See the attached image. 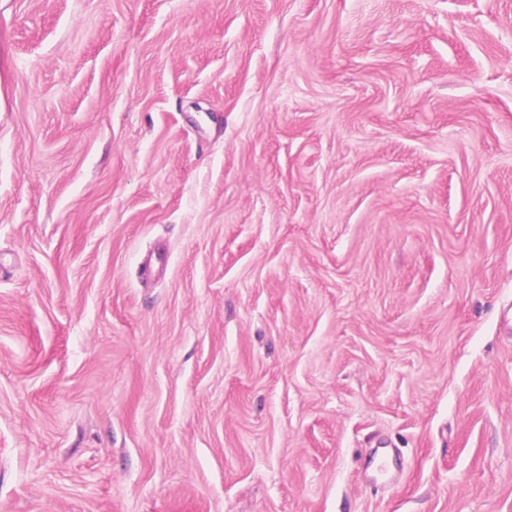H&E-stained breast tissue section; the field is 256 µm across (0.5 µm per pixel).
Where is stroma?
Instances as JSON below:
<instances>
[{"label": "stroma", "instance_id": "stroma-1", "mask_svg": "<svg viewBox=\"0 0 512 512\" xmlns=\"http://www.w3.org/2000/svg\"><path fill=\"white\" fill-rule=\"evenodd\" d=\"M0 512H512V0H0Z\"/></svg>", "mask_w": 512, "mask_h": 512}]
</instances>
